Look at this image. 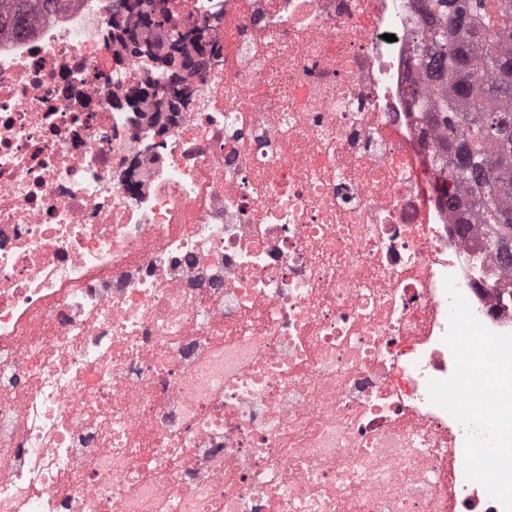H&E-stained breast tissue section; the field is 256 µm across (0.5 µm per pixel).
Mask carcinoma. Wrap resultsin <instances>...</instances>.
<instances>
[{
  "instance_id": "cac0c4a2",
  "label": "carcinoma",
  "mask_w": 512,
  "mask_h": 512,
  "mask_svg": "<svg viewBox=\"0 0 512 512\" xmlns=\"http://www.w3.org/2000/svg\"><path fill=\"white\" fill-rule=\"evenodd\" d=\"M19 7L0 12V30L22 31L51 0H19ZM141 9L126 27L151 33L156 25L173 45L187 37L156 10L155 0H140ZM418 29L424 40L408 67L410 107L422 113L426 141L435 165L446 170L440 183L447 204L465 192L473 196L477 223L487 226V247L504 263L512 262V176L493 167L505 140L512 139V0H420Z\"/></svg>"
}]
</instances>
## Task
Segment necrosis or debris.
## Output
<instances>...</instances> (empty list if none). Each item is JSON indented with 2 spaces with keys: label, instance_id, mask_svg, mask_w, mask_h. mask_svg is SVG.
<instances>
[{
  "label": "necrosis or debris",
  "instance_id": "necrosis-or-debris-1",
  "mask_svg": "<svg viewBox=\"0 0 512 512\" xmlns=\"http://www.w3.org/2000/svg\"><path fill=\"white\" fill-rule=\"evenodd\" d=\"M116 0L0 34V512H504L428 383L512 267L430 186L416 0H163L158 134Z\"/></svg>",
  "mask_w": 512,
  "mask_h": 512
}]
</instances>
